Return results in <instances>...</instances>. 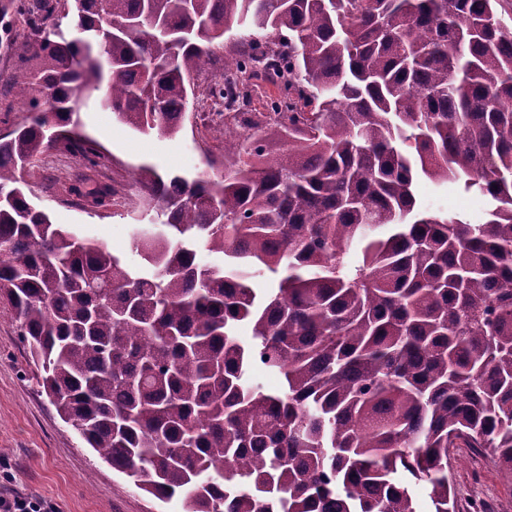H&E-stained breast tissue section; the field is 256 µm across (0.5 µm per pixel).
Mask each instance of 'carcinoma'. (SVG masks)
<instances>
[{"instance_id": "cac0c4a2", "label": "carcinoma", "mask_w": 512, "mask_h": 512, "mask_svg": "<svg viewBox=\"0 0 512 512\" xmlns=\"http://www.w3.org/2000/svg\"><path fill=\"white\" fill-rule=\"evenodd\" d=\"M506 16L512 0H0L37 61L0 137V300L100 459L182 512H418L417 487L455 512L449 449L512 471ZM235 27L224 173L139 169L161 220L134 228L138 265L32 203L37 155L101 157L50 139L83 91L174 136ZM285 73L299 99L249 111L248 81ZM422 177L485 198L487 220L425 210Z\"/></svg>"}]
</instances>
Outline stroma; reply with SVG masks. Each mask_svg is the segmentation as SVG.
Returning a JSON list of instances; mask_svg holds the SVG:
<instances>
[{
    "mask_svg": "<svg viewBox=\"0 0 512 512\" xmlns=\"http://www.w3.org/2000/svg\"><path fill=\"white\" fill-rule=\"evenodd\" d=\"M28 30L15 23L11 42H0V131L26 119L9 92L14 73L26 67L18 44ZM102 94L87 91L79 120L102 154L98 165L62 148L38 158L29 176L35 202L54 223L70 225L128 257L135 225L155 219L154 203L136 180L140 166L194 177L205 169L224 171V139L214 131L213 115L190 100L175 138L139 135L101 106ZM425 207L448 211L480 224L487 202L479 197L442 193L426 179L416 185ZM448 477L458 490L459 512H512V473L490 458L453 452ZM21 492L44 499L55 512H181L178 500L163 503L138 490L88 448L61 420L42 391L32 361L8 307L0 303V496Z\"/></svg>",
    "mask_w": 512,
    "mask_h": 512,
    "instance_id": "35a3bbf8",
    "label": "stroma"
}]
</instances>
